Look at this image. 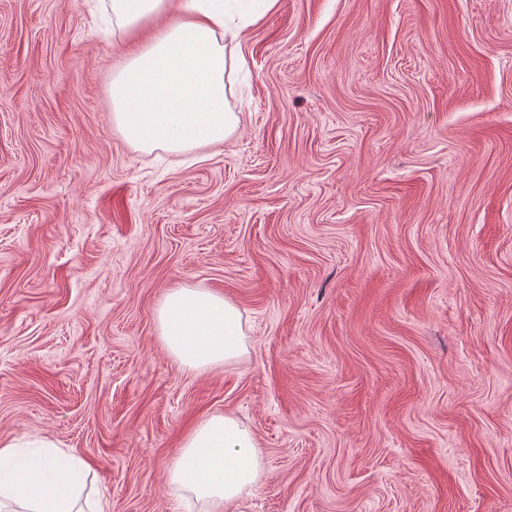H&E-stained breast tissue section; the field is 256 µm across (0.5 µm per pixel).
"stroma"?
I'll list each match as a JSON object with an SVG mask.
<instances>
[{
	"instance_id": "stroma-1",
	"label": "stroma",
	"mask_w": 512,
	"mask_h": 512,
	"mask_svg": "<svg viewBox=\"0 0 512 512\" xmlns=\"http://www.w3.org/2000/svg\"><path fill=\"white\" fill-rule=\"evenodd\" d=\"M92 0H0V440L172 512L215 414L264 463L249 512H512V0H277L227 43L236 132L142 152ZM240 310L197 373L169 289ZM158 319L165 346L190 370L204 371L248 354L242 314L224 296L198 288L171 289Z\"/></svg>"
}]
</instances>
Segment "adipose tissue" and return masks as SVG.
<instances>
[{
    "label": "adipose tissue",
    "mask_w": 512,
    "mask_h": 512,
    "mask_svg": "<svg viewBox=\"0 0 512 512\" xmlns=\"http://www.w3.org/2000/svg\"><path fill=\"white\" fill-rule=\"evenodd\" d=\"M276 0H101L112 34L132 39L148 24L152 39L130 53L110 84L113 119L143 151H186L224 142L239 126L226 104L225 39L255 22ZM161 338L193 371L235 362L248 352L242 314L224 296L198 288L168 291L159 307ZM88 465L40 436L0 441V512H105L83 501ZM174 512H246L263 475L252 431L230 415L202 420L171 462Z\"/></svg>",
    "instance_id": "ef3b65f1"
}]
</instances>
